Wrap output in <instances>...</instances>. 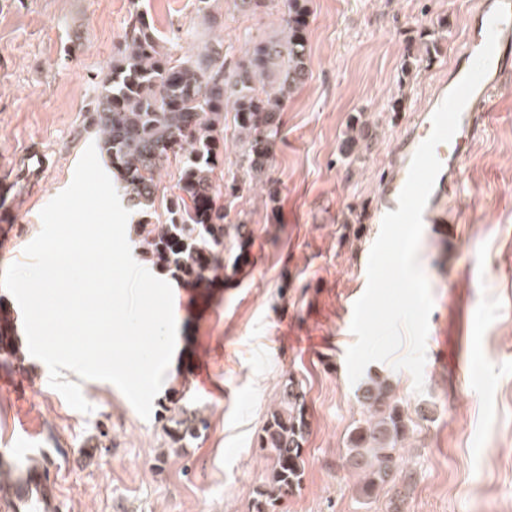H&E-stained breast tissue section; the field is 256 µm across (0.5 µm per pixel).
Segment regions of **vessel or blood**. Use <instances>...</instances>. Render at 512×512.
Masks as SVG:
<instances>
[{"label": "vessel or blood", "mask_w": 512, "mask_h": 512, "mask_svg": "<svg viewBox=\"0 0 512 512\" xmlns=\"http://www.w3.org/2000/svg\"><path fill=\"white\" fill-rule=\"evenodd\" d=\"M500 0H480L469 21V35L456 51L455 65L447 80L441 82L432 97L420 109L416 120L406 127L397 143L401 163L380 188L378 201L369 217L381 223L385 214L398 208V199L409 172L412 157L432 132V116L447 94L470 70L477 53L484 46L489 20ZM512 75V18L497 28L494 55L486 76L465 104L459 127L453 138L437 145L435 155L441 163L433 191L423 211L424 223L434 225L444 235L457 236L459 218L446 204L461 195L458 177L461 148L478 131L490 103L505 78ZM24 447L0 450V470H12L10 482L0 484V512H61L62 501L57 482L51 478L47 463L34 461Z\"/></svg>", "instance_id": "vessel-or-blood-1"}]
</instances>
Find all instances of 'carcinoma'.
<instances>
[{
    "instance_id": "1",
    "label": "carcinoma",
    "mask_w": 512,
    "mask_h": 512,
    "mask_svg": "<svg viewBox=\"0 0 512 512\" xmlns=\"http://www.w3.org/2000/svg\"><path fill=\"white\" fill-rule=\"evenodd\" d=\"M311 0H285L279 30L255 40L234 62L224 57V41L209 39L196 52L178 58L164 50L147 15L134 12L122 41L101 80L83 130H93L99 152L115 170L126 208L140 215L163 210L164 219L138 225L141 258L178 279L192 275L209 280L226 269L237 270L240 256L224 263L228 244L251 243L247 213L230 215L224 196L245 187L236 178L224 182L214 173L224 163L225 113H233L240 166L248 188L266 190L273 148L279 137L285 102L310 76L308 17ZM235 10L255 16L268 0H232ZM438 44L422 32L409 45V58H430ZM366 124L354 123L345 148L369 149ZM176 164L175 191L159 196L162 172ZM358 400L366 412L348 440L345 466L363 477L372 492L395 479V467L408 426L391 384L369 378ZM168 432L179 438L206 425L182 406L170 408ZM310 431L305 395L293 381L286 384L258 435L272 466L257 491L253 512H271L301 485L304 445Z\"/></svg>"
}]
</instances>
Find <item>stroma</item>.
Masks as SVG:
<instances>
[{
  "instance_id": "obj_1",
  "label": "stroma",
  "mask_w": 512,
  "mask_h": 512,
  "mask_svg": "<svg viewBox=\"0 0 512 512\" xmlns=\"http://www.w3.org/2000/svg\"><path fill=\"white\" fill-rule=\"evenodd\" d=\"M479 0H312L311 77L289 98L270 177L276 200L256 190L225 198L253 230L237 272L197 288L172 281L176 367L142 418L112 383L84 380L93 410L70 407L27 345L23 314L0 289L18 338L19 376L0 398V449L24 436L47 460L68 512H252L271 468L257 437L288 379L301 381L310 433L302 484L277 512H512V76L460 162L465 195L451 206L461 233L424 228L419 262L433 308L424 387L387 362L411 431L394 482L363 493L343 465L361 417L348 380L351 308L376 227L377 201L397 140L436 80L446 76ZM195 0H0V274L24 261L40 212L72 181L93 136L86 110L131 13L147 12L180 56L208 31ZM224 51L274 32L277 7L256 16L211 0ZM433 32L432 60L405 67V45ZM372 128L370 150L343 154L354 121ZM206 375H188L187 365ZM201 410L209 426L172 439V404Z\"/></svg>"
}]
</instances>
